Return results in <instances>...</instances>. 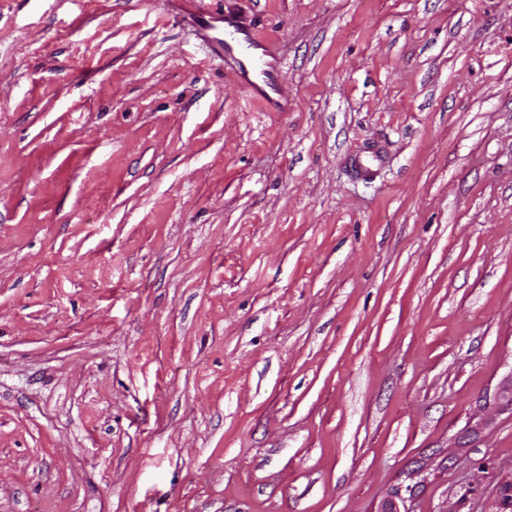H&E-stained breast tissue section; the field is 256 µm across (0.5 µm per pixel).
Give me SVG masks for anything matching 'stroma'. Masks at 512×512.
<instances>
[{"instance_id": "obj_1", "label": "stroma", "mask_w": 512, "mask_h": 512, "mask_svg": "<svg viewBox=\"0 0 512 512\" xmlns=\"http://www.w3.org/2000/svg\"><path fill=\"white\" fill-rule=\"evenodd\" d=\"M221 5L0 0V512H496L512 0ZM206 1L212 0H184L177 1V4L187 2L195 5L196 10L195 13H192V18L198 21L197 32L205 39L213 53L218 54L224 50V43L229 46V41H235V35H244V39L248 41L253 48L262 49V55H254L247 60L251 69L255 70L259 68L263 63V55H265L266 51L264 41L258 37L256 33H254L253 29L236 14L230 11H225L219 14L206 10L203 7ZM212 22H223L224 32L230 39H224V43H222L221 39L211 37L208 34V31L214 28Z\"/></svg>"}]
</instances>
